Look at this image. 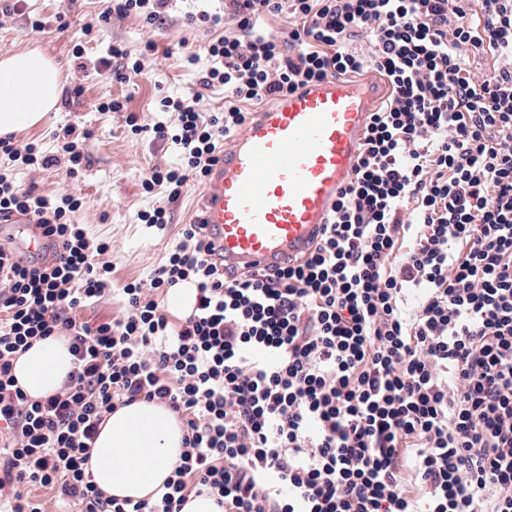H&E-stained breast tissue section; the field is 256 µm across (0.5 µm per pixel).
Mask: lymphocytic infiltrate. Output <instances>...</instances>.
I'll return each mask as SVG.
<instances>
[{
    "label": "lymphocytic infiltrate",
    "mask_w": 512,
    "mask_h": 512,
    "mask_svg": "<svg viewBox=\"0 0 512 512\" xmlns=\"http://www.w3.org/2000/svg\"><path fill=\"white\" fill-rule=\"evenodd\" d=\"M297 20L261 29L265 14ZM233 34L156 139L179 166L144 177L177 198L206 179L242 103L287 97L372 68L391 86L371 113L354 174L306 258L226 276L198 224L184 225L149 283L99 324L74 308L104 299L110 244L75 223L80 197L45 195L0 172V223L34 220L52 258L0 245V490L6 512H43L41 491L83 512H181L208 492L223 512H512V0H224L187 24ZM368 35L370 47L351 48ZM490 53L482 77L470 56ZM224 109L205 112V90ZM89 131L55 132V154L0 138V157L76 178ZM195 305L172 328L163 300ZM417 296L413 311L404 300ZM67 337L63 387L30 398L12 374L33 342ZM182 418L179 464L152 500L109 498L87 468L116 405ZM195 296L194 288H171L166 298V313L168 314L170 322L176 328L179 327L183 318L177 317L170 312L179 316H186L190 311ZM170 312H169V311Z\"/></svg>",
    "instance_id": "lymphocytic-infiltrate-1"
}]
</instances>
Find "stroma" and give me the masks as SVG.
<instances>
[{"instance_id": "obj_1", "label": "stroma", "mask_w": 512, "mask_h": 512, "mask_svg": "<svg viewBox=\"0 0 512 512\" xmlns=\"http://www.w3.org/2000/svg\"><path fill=\"white\" fill-rule=\"evenodd\" d=\"M110 6V0H27L22 11L0 14V57L39 49L59 65L63 90H82L76 102L68 106L57 104L38 126L16 133V141H35L45 152L52 153L56 150L53 133L58 128L74 125L92 133L84 144L91 164L79 178H68L64 170L54 168L15 169L5 160H0V170L11 171L20 184L36 185L42 192L84 198L75 221L85 225L90 237L111 242L107 259L112 266L111 285L117 290L131 281L148 279L183 225L200 213L202 186H189L172 200L163 186L145 192L141 180L152 168L177 163V147L153 139L152 125H170L175 119L174 113L159 111L158 102L161 97L185 96L196 89L199 71L210 64L205 46L211 38L222 36L223 31L218 28L207 33L188 27L183 17L193 7L191 0H175L167 23L158 28L146 27L142 18L132 14L88 30V23ZM37 17L47 20L46 29L32 27L31 21ZM58 17L67 24L61 33L53 27ZM149 42L154 45L150 51L145 48ZM113 44L126 49L131 59L142 61L141 74L123 82L93 72V63L106 56ZM77 48L82 51L78 58L73 55ZM188 55L197 56L196 65L182 64V57ZM112 99L122 101L124 111H99V103ZM130 114L143 124L140 134H131L126 125ZM156 206L166 208L170 214L168 229L163 233L138 219L140 212Z\"/></svg>"}]
</instances>
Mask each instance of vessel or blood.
I'll return each instance as SVG.
<instances>
[{"label":"vessel or blood","mask_w":512,"mask_h":512,"mask_svg":"<svg viewBox=\"0 0 512 512\" xmlns=\"http://www.w3.org/2000/svg\"><path fill=\"white\" fill-rule=\"evenodd\" d=\"M381 82L330 78L262 112L225 145L203 191L201 222L216 260L271 272L306 256L352 177Z\"/></svg>","instance_id":"obj_1"}]
</instances>
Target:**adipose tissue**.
<instances>
[{
    "label": "adipose tissue",
    "mask_w": 512,
    "mask_h": 512,
    "mask_svg": "<svg viewBox=\"0 0 512 512\" xmlns=\"http://www.w3.org/2000/svg\"><path fill=\"white\" fill-rule=\"evenodd\" d=\"M60 93V68L43 52L28 49L0 59V135L39 124ZM71 369L66 341L52 337L19 355L14 375L37 399L55 393ZM183 437L177 416L156 403L117 407L92 445L89 471L105 496L152 499L179 463Z\"/></svg>",
    "instance_id": "obj_1"
}]
</instances>
